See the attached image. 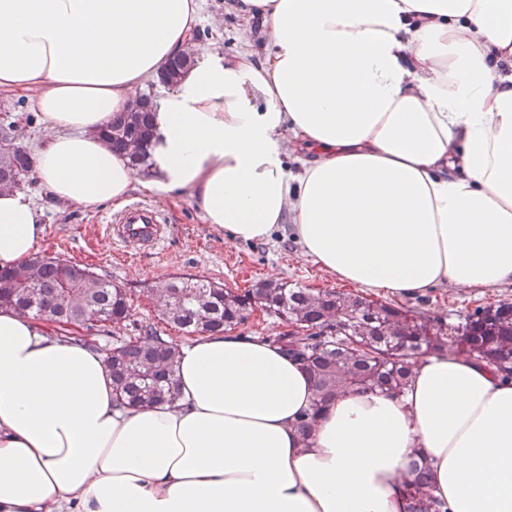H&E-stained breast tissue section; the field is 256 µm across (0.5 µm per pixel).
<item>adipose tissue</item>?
<instances>
[{"instance_id": "obj_1", "label": "adipose tissue", "mask_w": 512, "mask_h": 512, "mask_svg": "<svg viewBox=\"0 0 512 512\" xmlns=\"http://www.w3.org/2000/svg\"><path fill=\"white\" fill-rule=\"evenodd\" d=\"M267 47L213 49L156 102L154 175L99 129L182 53L200 0H0V90L32 92L53 202L190 192L233 241L291 222L340 280L414 297L512 281V0H241ZM303 152L290 171L288 149ZM0 193V268L43 238ZM178 406L116 409L101 353L0 309V512H403L414 450L448 512H512V384L455 357L332 402L257 337L180 351Z\"/></svg>"}]
</instances>
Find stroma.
I'll use <instances>...</instances> for the list:
<instances>
[{
  "label": "stroma",
  "instance_id": "stroma-1",
  "mask_svg": "<svg viewBox=\"0 0 512 512\" xmlns=\"http://www.w3.org/2000/svg\"><path fill=\"white\" fill-rule=\"evenodd\" d=\"M265 43V24L258 19H246L237 0H204L202 21L192 39V49L202 54L218 46L230 54L246 48L259 57L264 53ZM29 99L26 92L0 91V113H9L13 121L26 126V144L32 149L46 131L41 120L36 119ZM27 195L43 213L45 234L37 253L90 267L112 283L131 288L132 316L115 328L118 336L131 334L137 325L156 321L158 309L153 288L174 274L194 275L232 289H245L273 279L315 290H356L355 285L331 276L303 257L299 245L285 231H276L267 240L250 242H233L216 234L203 223L187 192L174 198L131 192L129 203L154 207L162 213L169 228L163 242L152 250H138L112 239L107 229L114 215L111 206L61 207L46 202L37 186L29 189ZM501 300L512 302V283L482 290L448 284L409 298L408 303L454 321L466 310Z\"/></svg>",
  "mask_w": 512,
  "mask_h": 512
}]
</instances>
